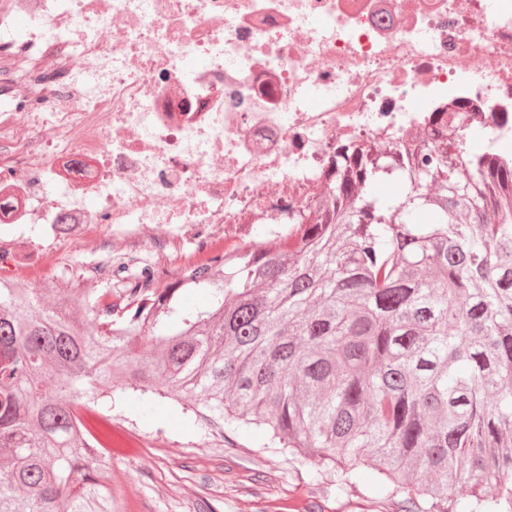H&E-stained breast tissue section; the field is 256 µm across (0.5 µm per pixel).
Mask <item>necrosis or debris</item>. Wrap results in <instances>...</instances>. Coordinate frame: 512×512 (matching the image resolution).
<instances>
[{
  "mask_svg": "<svg viewBox=\"0 0 512 512\" xmlns=\"http://www.w3.org/2000/svg\"><path fill=\"white\" fill-rule=\"evenodd\" d=\"M50 87L0 91V283L91 244L162 287L283 243L350 149L512 146V0H0V46Z\"/></svg>",
  "mask_w": 512,
  "mask_h": 512,
  "instance_id": "4bbe7bcc",
  "label": "necrosis or debris"
}]
</instances>
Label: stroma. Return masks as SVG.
I'll use <instances>...</instances> for the list:
<instances>
[{"instance_id": "stroma-1", "label": "stroma", "mask_w": 512, "mask_h": 512, "mask_svg": "<svg viewBox=\"0 0 512 512\" xmlns=\"http://www.w3.org/2000/svg\"><path fill=\"white\" fill-rule=\"evenodd\" d=\"M93 245L77 248L69 269L50 270L44 284L101 289L112 282L98 273ZM113 422L151 443L143 452L113 454L114 512H404L401 498L376 495V476L336 492V469L309 456L267 445L258 432H229L195 419V403L153 392L123 398L101 394Z\"/></svg>"}]
</instances>
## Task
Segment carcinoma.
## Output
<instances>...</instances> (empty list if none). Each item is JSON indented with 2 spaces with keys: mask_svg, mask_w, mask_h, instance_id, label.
<instances>
[{
  "mask_svg": "<svg viewBox=\"0 0 512 512\" xmlns=\"http://www.w3.org/2000/svg\"><path fill=\"white\" fill-rule=\"evenodd\" d=\"M461 150L441 130L416 158L343 155L297 243L192 273L214 307L176 329L178 282L120 308L0 285V512H112L72 406L154 379L202 400L200 422L339 464V494L366 464L417 512H512V152Z\"/></svg>",
  "mask_w": 512,
  "mask_h": 512,
  "instance_id": "1",
  "label": "carcinoma"
}]
</instances>
